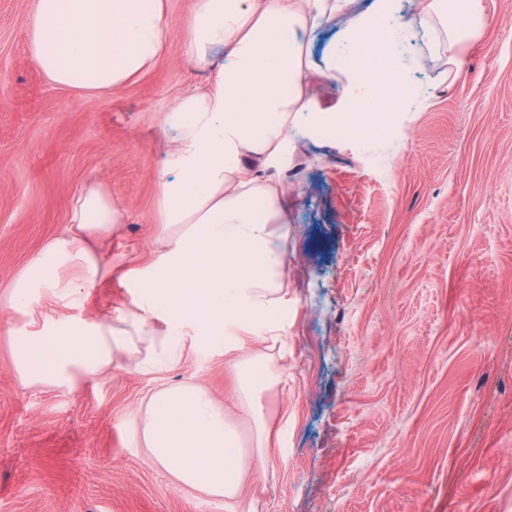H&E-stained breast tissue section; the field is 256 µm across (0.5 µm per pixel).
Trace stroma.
I'll use <instances>...</instances> for the list:
<instances>
[{
    "mask_svg": "<svg viewBox=\"0 0 512 512\" xmlns=\"http://www.w3.org/2000/svg\"><path fill=\"white\" fill-rule=\"evenodd\" d=\"M32 2L0 0V512H230L175 487L134 437L156 390L232 392L223 344L186 343L167 365L122 358L69 389L27 385L12 349L30 329L12 286L92 178L127 216L112 277L80 308L43 288L31 306L51 323L130 307L119 258H154L160 118L209 79L183 56L195 0H168L166 54L93 102L30 59ZM483 3L457 76L437 43L409 46L423 102L397 116L398 140L297 144L287 376L263 399L258 512H512V0Z\"/></svg>",
    "mask_w": 512,
    "mask_h": 512,
    "instance_id": "1",
    "label": "stroma"
}]
</instances>
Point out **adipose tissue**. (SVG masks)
Masks as SVG:
<instances>
[{"label": "adipose tissue", "mask_w": 512, "mask_h": 512, "mask_svg": "<svg viewBox=\"0 0 512 512\" xmlns=\"http://www.w3.org/2000/svg\"><path fill=\"white\" fill-rule=\"evenodd\" d=\"M196 0L184 45L189 61L208 69L202 86L183 90L161 123L175 132L157 175L155 218L161 246L137 271L127 311L66 320L39 329L32 288H48L76 305L112 275V228L126 215L107 188L85 182L72 197L71 232L34 256L12 288L16 308L34 330L14 337L17 370L31 383L68 386L111 371L115 358L150 340L156 363L173 362L184 337L224 339L235 392L221 401L185 382L150 394L135 438L174 485L242 502L253 466L268 452L271 427L262 399L284 373L273 354L251 341L284 342L288 302V186L295 137L320 126L351 138L391 125L413 104L410 64L399 49L408 35L448 37L459 55L483 25L482 0H424L402 15L398 0ZM348 16L322 61L317 32ZM170 34L166 0H33L28 25L32 61L55 85L98 99L143 75L161 59ZM345 80L347 110L310 91L318 65ZM202 253L206 286L190 285Z\"/></svg>", "instance_id": "1"}]
</instances>
